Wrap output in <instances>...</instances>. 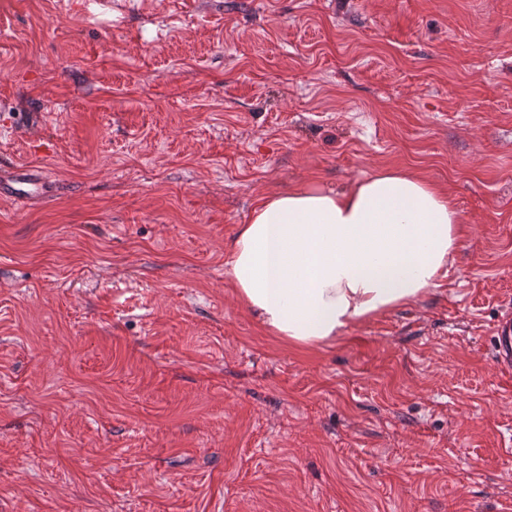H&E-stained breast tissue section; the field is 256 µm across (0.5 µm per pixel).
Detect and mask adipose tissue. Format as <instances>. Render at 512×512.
Returning a JSON list of instances; mask_svg holds the SVG:
<instances>
[{"instance_id":"1","label":"adipose tissue","mask_w":512,"mask_h":512,"mask_svg":"<svg viewBox=\"0 0 512 512\" xmlns=\"http://www.w3.org/2000/svg\"><path fill=\"white\" fill-rule=\"evenodd\" d=\"M460 222L443 188L401 169H379L341 192L303 185L253 210L229 244L224 274L268 334L328 345L439 287Z\"/></svg>"}]
</instances>
